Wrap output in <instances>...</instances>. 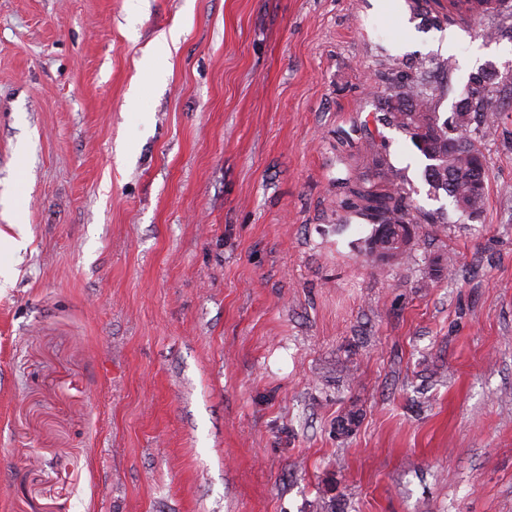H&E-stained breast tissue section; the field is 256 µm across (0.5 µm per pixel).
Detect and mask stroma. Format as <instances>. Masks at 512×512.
Returning <instances> with one entry per match:
<instances>
[{
  "mask_svg": "<svg viewBox=\"0 0 512 512\" xmlns=\"http://www.w3.org/2000/svg\"><path fill=\"white\" fill-rule=\"evenodd\" d=\"M431 19L0 0V512H512V13ZM485 67L471 219L381 116L394 74L446 118ZM372 144L448 215L383 267L341 206Z\"/></svg>",
  "mask_w": 512,
  "mask_h": 512,
  "instance_id": "35a3bbf8",
  "label": "stroma"
}]
</instances>
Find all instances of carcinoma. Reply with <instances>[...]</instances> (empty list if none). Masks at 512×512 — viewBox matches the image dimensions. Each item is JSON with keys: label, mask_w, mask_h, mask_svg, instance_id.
I'll return each mask as SVG.
<instances>
[{"label": "carcinoma", "mask_w": 512, "mask_h": 512, "mask_svg": "<svg viewBox=\"0 0 512 512\" xmlns=\"http://www.w3.org/2000/svg\"><path fill=\"white\" fill-rule=\"evenodd\" d=\"M494 84L495 76L491 75L479 89L464 88L460 102L468 121L463 130L441 119L433 95L409 75L397 79L390 95L392 104L383 115V121L409 136L423 156L429 194L437 198L445 193L455 208L465 206L462 214L470 218L480 214L486 202L487 189L475 186V165L485 159L479 141L491 123L488 106ZM371 155L377 177L364 173L349 177L342 186L343 207L373 225L365 242L369 252L380 257L384 250H395L397 259L402 260L418 224H437L439 220L433 213L414 214L406 180L385 167L376 150H371Z\"/></svg>", "instance_id": "cac0c4a2"}]
</instances>
